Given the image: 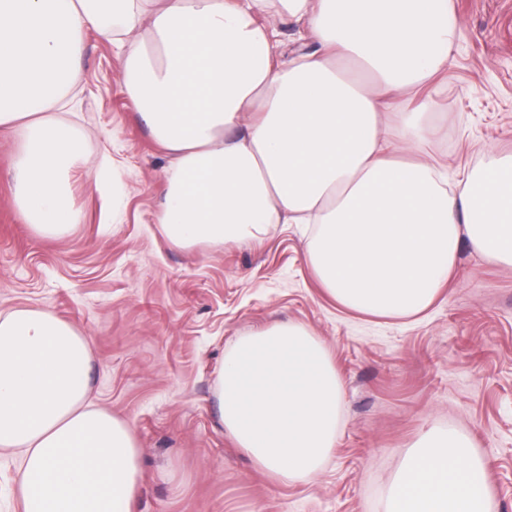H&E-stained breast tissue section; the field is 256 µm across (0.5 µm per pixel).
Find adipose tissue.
<instances>
[{
  "label": "adipose tissue",
  "instance_id": "adipose-tissue-1",
  "mask_svg": "<svg viewBox=\"0 0 512 512\" xmlns=\"http://www.w3.org/2000/svg\"><path fill=\"white\" fill-rule=\"evenodd\" d=\"M274 12L318 51L281 62ZM89 27L121 50L131 105L170 157L155 221L173 245L313 224L308 261L336 303L396 318L434 302L462 243L512 267V154L448 183L429 153L438 104L411 103L448 70L449 0H0V134L20 138L7 177L39 235L81 221L70 175L89 159L43 113L67 96ZM91 382L89 342L68 322L38 308L0 317V447L23 451L22 512H137L136 441L86 407ZM216 394L225 429L281 482L314 476L334 446L340 380L303 325L240 340ZM383 512H495L468 437L423 434Z\"/></svg>",
  "mask_w": 512,
  "mask_h": 512
}]
</instances>
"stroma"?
Masks as SVG:
<instances>
[{
	"mask_svg": "<svg viewBox=\"0 0 512 512\" xmlns=\"http://www.w3.org/2000/svg\"><path fill=\"white\" fill-rule=\"evenodd\" d=\"M453 63L429 85L446 120L433 150L449 175L512 152V0H452ZM65 104L89 167L71 177L81 224L38 235L6 176L0 136V316L35 307L90 342L91 405L128 424L141 453L138 512H382V492L424 432L468 433L496 512H512V268L463 247L433 305L411 319L336 304L306 259L300 224L251 242L172 245L154 220L170 159L135 114L117 46L87 31ZM306 326L342 382L340 425L321 470L278 482L220 421L216 377L243 337ZM21 452L0 449V512H21Z\"/></svg>",
	"mask_w": 512,
	"mask_h": 512,
	"instance_id": "35a3bbf8",
	"label": "stroma"
}]
</instances>
